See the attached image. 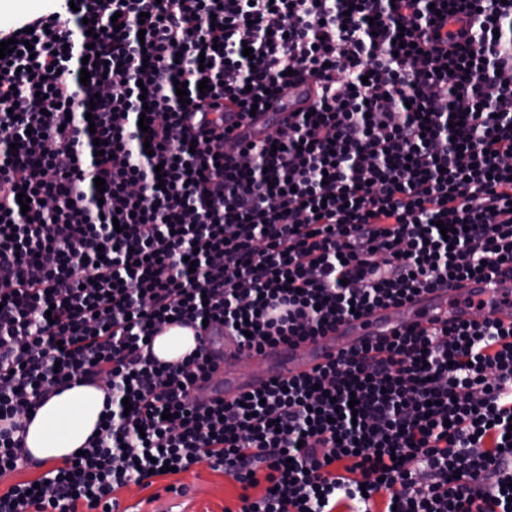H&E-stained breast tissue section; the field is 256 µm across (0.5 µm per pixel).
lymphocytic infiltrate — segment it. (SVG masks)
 I'll return each instance as SVG.
<instances>
[{"instance_id": "f902f5d3", "label": "lymphocytic infiltrate", "mask_w": 512, "mask_h": 512, "mask_svg": "<svg viewBox=\"0 0 512 512\" xmlns=\"http://www.w3.org/2000/svg\"><path fill=\"white\" fill-rule=\"evenodd\" d=\"M73 2L0 29V476L70 381L110 409L0 512H118L201 463L239 512H512V325L412 324L233 402L192 389L204 336L177 362L151 343L209 321L252 358L512 275V0ZM307 79L313 113L262 142L185 120Z\"/></svg>"}]
</instances>
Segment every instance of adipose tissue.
I'll use <instances>...</instances> for the list:
<instances>
[{
	"mask_svg": "<svg viewBox=\"0 0 512 512\" xmlns=\"http://www.w3.org/2000/svg\"><path fill=\"white\" fill-rule=\"evenodd\" d=\"M104 409L103 390L74 385L37 409L27 426L26 446L42 467H55L95 434Z\"/></svg>",
	"mask_w": 512,
	"mask_h": 512,
	"instance_id": "adipose-tissue-1",
	"label": "adipose tissue"
}]
</instances>
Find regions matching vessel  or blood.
<instances>
[{
  "instance_id": "obj_1",
  "label": "vessel or blood",
  "mask_w": 512,
  "mask_h": 512,
  "mask_svg": "<svg viewBox=\"0 0 512 512\" xmlns=\"http://www.w3.org/2000/svg\"><path fill=\"white\" fill-rule=\"evenodd\" d=\"M315 97V87L292 85L271 101L269 107L244 119L240 118L236 106L225 105L224 124L260 141L282 118L305 108ZM479 314L504 324L512 322L511 278L475 277L455 289L423 293L403 306L380 307L366 315L347 319L335 333L317 337L312 342L266 348L260 355L265 364L262 373L243 381L219 372L204 384L203 391L212 397L232 401L273 381L313 373L333 360L340 350L358 348L392 335L404 325L416 322L427 325L434 320L460 324Z\"/></svg>"
}]
</instances>
